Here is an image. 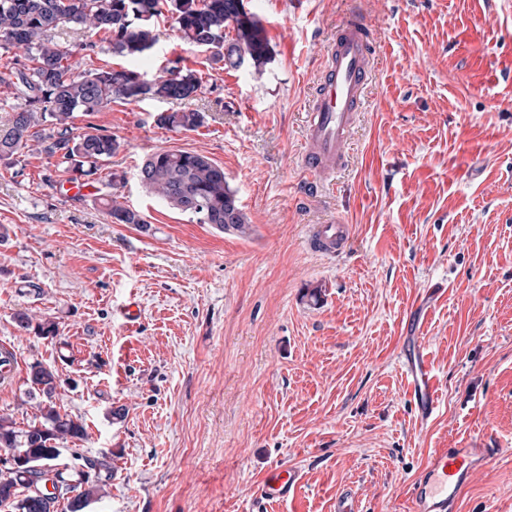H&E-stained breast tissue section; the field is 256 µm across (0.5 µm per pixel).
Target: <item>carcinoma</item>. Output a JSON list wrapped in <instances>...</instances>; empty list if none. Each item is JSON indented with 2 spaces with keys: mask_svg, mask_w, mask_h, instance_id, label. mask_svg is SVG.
<instances>
[{
  "mask_svg": "<svg viewBox=\"0 0 512 512\" xmlns=\"http://www.w3.org/2000/svg\"><path fill=\"white\" fill-rule=\"evenodd\" d=\"M166 3L180 39L191 48L213 54L226 70L248 63L259 70L271 52L261 21L245 10L244 0H0V50L16 51L13 66L0 72V83L13 87L24 100L0 130V162L12 166L28 142L41 145L47 159L79 176L93 174L99 162L112 157L121 147L114 136L89 126L77 131L75 113L99 112L118 98L188 100L202 87L195 71L171 65L156 71L133 88L142 73L128 68L80 71L71 62L72 53L60 48L51 33L60 27L87 29L105 35L112 54L133 57L150 51L158 34L152 24ZM235 36L229 37L228 31ZM204 113L188 109L161 112L157 122L178 132L195 131L204 124ZM146 189L198 224L237 236L251 231L237 193L224 176V169L197 152L160 150L150 154L139 170ZM100 203L116 224H134L148 231L140 213L118 202L114 193ZM23 330L35 328L39 335H57L55 323H33L25 312L14 316ZM28 395L37 400L39 418L25 429L14 419L0 415V449L20 459H37L45 473L41 477L26 466L0 462V512H55L59 500L67 501L66 512H85L112 478V457L90 463L95 478L75 475L58 467L62 447L86 436L84 423L62 414L56 407L55 372L40 362L29 366ZM52 490H47L46 483Z\"/></svg>",
  "mask_w": 512,
  "mask_h": 512,
  "instance_id": "1",
  "label": "carcinoma"
}]
</instances>
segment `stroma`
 <instances>
[{"instance_id": "1", "label": "stroma", "mask_w": 512, "mask_h": 512, "mask_svg": "<svg viewBox=\"0 0 512 512\" xmlns=\"http://www.w3.org/2000/svg\"><path fill=\"white\" fill-rule=\"evenodd\" d=\"M244 3L270 43L259 72L185 47L167 14L138 61L100 35L56 32L80 69L152 74L178 60L202 88L74 119L121 141L87 182L97 192L123 176L116 193L148 231L113 223L96 192L61 195L69 175L37 146L0 165V346L18 360L0 414L30 424L28 368L55 370L57 408L87 429L61 463L84 471L112 454L86 512H335L345 489L362 512H408L410 482L437 448L495 449L458 512H512V83L501 76L512 0ZM356 10L378 29L372 84L349 166L306 200L304 104ZM183 109L204 125L157 124ZM159 149L223 168L251 234L196 223L148 193L138 168ZM339 217L348 250L309 251V231ZM437 282L446 291L424 336L440 407L424 424L399 348L408 309ZM129 304L132 322L120 314ZM19 311L55 322L56 337L17 327ZM285 464L304 472L299 494L260 506L263 478ZM204 120V113L193 109L161 112L157 118L161 126L178 132L195 131L204 124Z\"/></svg>"}]
</instances>
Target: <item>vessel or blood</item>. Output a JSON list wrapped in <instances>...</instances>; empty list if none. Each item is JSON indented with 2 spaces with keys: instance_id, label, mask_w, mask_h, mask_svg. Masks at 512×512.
Returning <instances> with one entry per match:
<instances>
[{
  "instance_id": "1",
  "label": "vessel or blood",
  "mask_w": 512,
  "mask_h": 512,
  "mask_svg": "<svg viewBox=\"0 0 512 512\" xmlns=\"http://www.w3.org/2000/svg\"><path fill=\"white\" fill-rule=\"evenodd\" d=\"M376 31L367 16L349 15L324 55L314 95L305 107L304 145L299 162L307 175L306 197L320 192L324 182L348 161V146L362 110L372 72ZM343 223L317 225L310 240L313 252L334 257L349 242ZM439 289L424 288L405 323L400 353L409 394L421 421L432 419L439 407L436 376L426 353L419 320L427 315ZM494 455L490 448H438L411 483L410 512H457L462 491L484 471ZM303 474L295 466H279L265 477L261 494L268 500L294 498Z\"/></svg>"
}]
</instances>
